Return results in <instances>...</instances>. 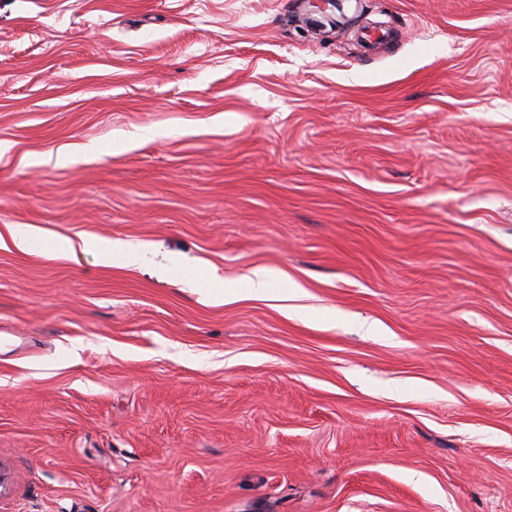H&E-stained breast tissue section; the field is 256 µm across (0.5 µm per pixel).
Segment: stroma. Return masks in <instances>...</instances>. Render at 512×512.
I'll return each instance as SVG.
<instances>
[{
  "mask_svg": "<svg viewBox=\"0 0 512 512\" xmlns=\"http://www.w3.org/2000/svg\"><path fill=\"white\" fill-rule=\"evenodd\" d=\"M351 14L0 0V512H512V0ZM79 252L94 251L105 262L120 260L126 267H138L142 260V251L140 247L135 246L121 239H97L84 237L76 249L72 243L68 242L64 251L75 259Z\"/></svg>",
  "mask_w": 512,
  "mask_h": 512,
  "instance_id": "stroma-1",
  "label": "stroma"
}]
</instances>
